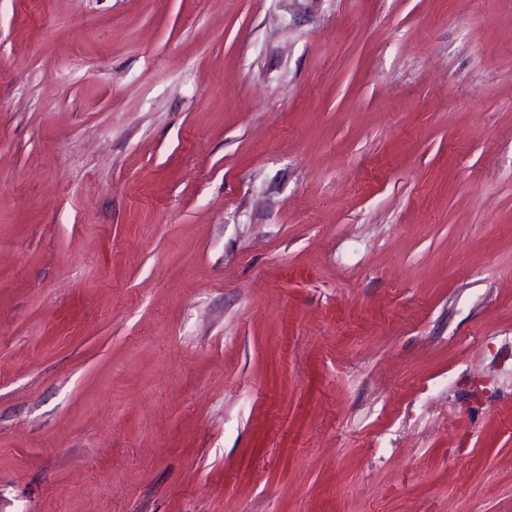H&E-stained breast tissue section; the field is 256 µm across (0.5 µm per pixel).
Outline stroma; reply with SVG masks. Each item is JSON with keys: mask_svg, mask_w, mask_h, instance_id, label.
<instances>
[{"mask_svg": "<svg viewBox=\"0 0 512 512\" xmlns=\"http://www.w3.org/2000/svg\"><path fill=\"white\" fill-rule=\"evenodd\" d=\"M0 512H512V0H0Z\"/></svg>", "mask_w": 512, "mask_h": 512, "instance_id": "1", "label": "stroma"}]
</instances>
